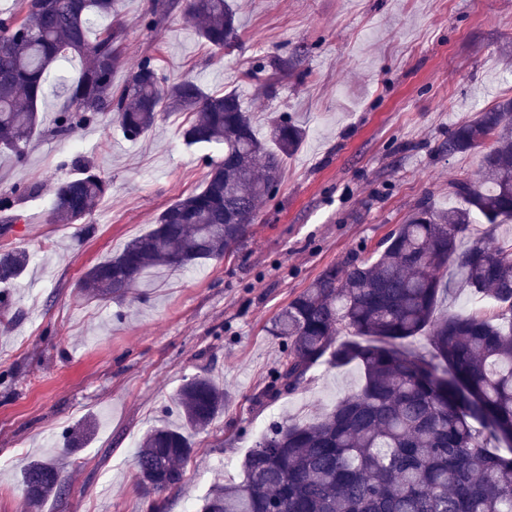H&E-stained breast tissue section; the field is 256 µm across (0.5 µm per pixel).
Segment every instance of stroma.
Instances as JSON below:
<instances>
[{
    "label": "stroma",
    "instance_id": "stroma-1",
    "mask_svg": "<svg viewBox=\"0 0 512 512\" xmlns=\"http://www.w3.org/2000/svg\"><path fill=\"white\" fill-rule=\"evenodd\" d=\"M150 3L121 2L127 39L114 85L149 59L167 81L236 91L259 135L287 117L306 138L239 249L149 270L121 299L86 295L84 273L199 189L223 146H186L182 113L135 141L105 119L67 140L45 124L24 164L0 154V194L41 190L18 202L23 221L0 211V250L32 258L0 315V512H30L23 465L57 452L86 419L95 426L66 458L63 494L41 512H148L135 452L151 428L179 424L178 393L194 374L223 386L228 403L193 432L186 481L165 492L166 512H200L217 484L242 482L256 426L305 422L356 393L357 364L324 363L303 392L257 404L280 356L273 318L326 266L370 256L420 202L458 205L450 186L478 178L483 153L441 146L458 123L512 97V0H232L240 39L223 51L177 10L145 28ZM81 162L110 184L82 237L48 220L54 186Z\"/></svg>",
    "mask_w": 512,
    "mask_h": 512
}]
</instances>
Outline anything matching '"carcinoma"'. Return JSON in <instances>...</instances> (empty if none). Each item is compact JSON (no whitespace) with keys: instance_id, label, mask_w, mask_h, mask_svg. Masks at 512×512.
I'll use <instances>...</instances> for the list:
<instances>
[{"instance_id":"cac0c4a2","label":"carcinoma","mask_w":512,"mask_h":512,"mask_svg":"<svg viewBox=\"0 0 512 512\" xmlns=\"http://www.w3.org/2000/svg\"><path fill=\"white\" fill-rule=\"evenodd\" d=\"M23 2L21 21L0 10V152L25 161L44 121L38 103L52 69L70 55L84 68L63 89L53 116L57 137L109 114L136 140L163 117L187 112L181 131L187 144L224 145L200 190L170 203L147 233L87 270V293L122 298L149 269L186 268L235 251L305 130L283 118L261 137L236 93L208 92L191 78L167 86L148 59L114 87L126 28L115 23L95 36L91 31L97 18L118 14V0ZM185 11L210 46L237 45L228 0H187ZM490 139L481 179L452 186L465 206L420 203L380 250L325 267L275 317L269 333L282 339L281 356L257 401L303 390L323 361L357 363L363 384L330 412L262 436L245 458L244 481L217 486L201 512H512V458L499 448L512 433V243L494 237L498 225L512 221V98L459 123L442 148L463 153ZM108 189L104 178L83 168L57 186L53 223H82ZM37 193L35 185L16 184L0 196V211ZM477 215L490 232L461 252ZM29 261L19 248L1 252L0 283L18 279ZM448 266L497 311L436 316L450 292L437 271ZM343 330L354 339L336 342ZM423 332L430 333V356L404 350L406 339ZM225 400L210 377L194 375L179 393L182 426L156 427L140 441L135 466L145 496H156L151 512H164L158 495L184 482L193 448L187 430L211 425ZM62 473L53 456L23 466L21 485L34 512L61 495Z\"/></svg>"}]
</instances>
